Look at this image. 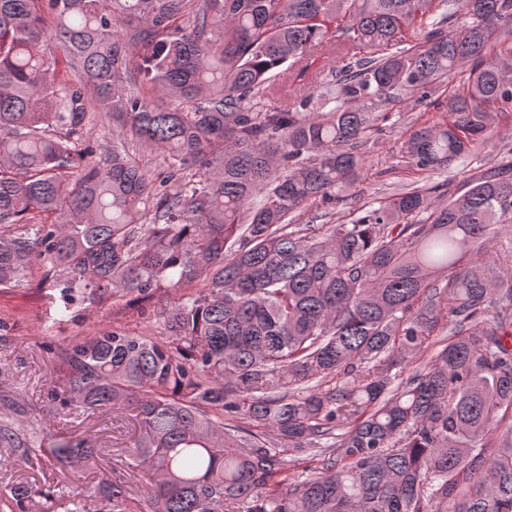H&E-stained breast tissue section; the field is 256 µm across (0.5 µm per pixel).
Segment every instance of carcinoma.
Here are the masks:
<instances>
[{
    "label": "carcinoma",
    "instance_id": "1",
    "mask_svg": "<svg viewBox=\"0 0 512 512\" xmlns=\"http://www.w3.org/2000/svg\"><path fill=\"white\" fill-rule=\"evenodd\" d=\"M0 0V286L51 265L64 311L185 294L164 333L112 329L58 355L85 412L132 419L113 466L150 472L145 512H512V162L465 191L408 184L348 224H296L361 175L363 139L404 94L448 119L408 165L465 162L512 109V0ZM418 42H407L412 28ZM344 46L336 102L288 80ZM266 94L291 107L255 108ZM121 121L106 158L88 114ZM143 149L168 157L152 177ZM446 322V337L434 340ZM438 349L408 377L393 370ZM0 457L88 463L0 394ZM321 471L288 477L296 455ZM125 481L76 492L122 512ZM50 491L0 490V512Z\"/></svg>",
    "mask_w": 512,
    "mask_h": 512
}]
</instances>
